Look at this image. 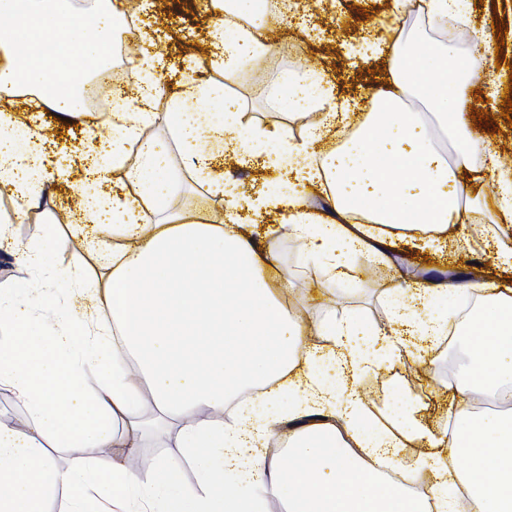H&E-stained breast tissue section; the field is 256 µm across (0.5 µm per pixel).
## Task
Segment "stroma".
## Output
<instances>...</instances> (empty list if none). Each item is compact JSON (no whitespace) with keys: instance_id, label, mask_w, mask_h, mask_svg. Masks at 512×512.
Masks as SVG:
<instances>
[{"instance_id":"obj_1","label":"stroma","mask_w":512,"mask_h":512,"mask_svg":"<svg viewBox=\"0 0 512 512\" xmlns=\"http://www.w3.org/2000/svg\"><path fill=\"white\" fill-rule=\"evenodd\" d=\"M209 0H137L135 15L139 21L152 22L169 37L168 71L165 84L176 92L184 75L194 73L195 60L206 54L209 44L201 27L207 16ZM302 12L278 20L271 36L281 45L282 53L266 68L264 80L248 78L228 83V90L241 98L243 110L251 119L279 124L287 120L269 98V90L285 70L321 69L336 77L341 96L362 101L365 92L375 86L384 71L385 55H375L369 62L353 58L351 48L360 33L377 30L380 20L389 14V0H302ZM466 6L476 25L490 28L492 46L500 47L502 78L496 93H488L484 84L470 90L479 120L473 121L472 133L478 149L490 151L503 169L512 168V122L506 117L503 99L512 100V0H467ZM16 111L29 124L46 132L45 148L49 154L80 155L90 143L91 134L106 137L110 128L103 126L102 115L107 104H100L81 116L67 118L43 108L33 98H18L12 102ZM151 134L171 148L173 199L185 205H203L210 197L205 186L194 182L178 150L171 147V136L165 125H156ZM71 185L60 186L55 197L42 200L34 214L33 224H17L13 234L19 241L31 240L40 226L51 225L57 231L58 246L53 265L68 269L86 256V246L79 225L72 221L67 209ZM459 229H452L448 239L421 235L391 243L393 262L386 275H379L367 253L351 255L342 278L332 291H325L328 279L325 267L308 256L298 241L281 234L275 221L257 225L253 236L258 244L275 242L278 263L294 283L293 307L315 317L329 316L339 320L356 318L379 328L392 323L390 300L396 290L428 281L430 276L446 280L453 276L466 282L478 283L474 293L453 298L455 311L481 309L488 286H512V263L506 262L499 250L475 246L462 249ZM377 362L360 381L363 401L378 424H385L389 402L394 390H401L413 402L416 422L420 428L445 427L453 404L456 382L463 378L470 364L469 346L462 336L450 342L434 341L420 349L421 366L387 362L384 349H376ZM147 467L166 460L182 476L187 487H194L191 466L174 446V435L162 431L144 438L138 450Z\"/></svg>"}]
</instances>
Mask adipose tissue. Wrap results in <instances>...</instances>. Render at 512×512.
<instances>
[{
    "instance_id": "obj_1",
    "label": "adipose tissue",
    "mask_w": 512,
    "mask_h": 512,
    "mask_svg": "<svg viewBox=\"0 0 512 512\" xmlns=\"http://www.w3.org/2000/svg\"><path fill=\"white\" fill-rule=\"evenodd\" d=\"M463 3L390 0L381 25L387 74L361 112L322 73L290 71L277 100L303 121L294 134L284 123L244 122L240 100L224 92L243 64L261 66L278 52L264 28L244 22L264 14L265 0H211L209 33L219 53L204 60L206 77L184 80L169 97L150 60L132 64L133 102L105 115L112 136L87 157L76 196L100 271L93 281L79 263L56 273L52 229L24 245L14 238V225L28 220L64 173L38 151L36 126L0 112V190L15 200L12 212L0 213V250L36 275L32 287L0 289V390L29 417L24 429L0 422V512H49L59 492L64 512H267L270 494L286 499L288 512H512V418L472 407L479 393L512 400V289L494 293L477 316L481 342L471 350L470 375L455 386L451 429L423 432L400 401L384 430L355 387L368 365L361 335L397 362L412 360L406 337L447 335L454 313L441 304L466 284L415 285L410 299L395 301L387 329L365 330L349 318L310 321L285 303L288 279H271L274 244L258 246L234 229L242 218L258 223L265 211H278L281 229L336 275L356 252L391 263L389 252L361 236L362 223L439 237L478 211L488 224L512 217V177L480 164L471 140L467 89L483 78L477 61L491 47ZM127 11L128 0H96L86 12L72 0H0V102L30 88L55 111L84 112L86 83L111 67L118 36L130 33L119 24ZM417 11L455 23L463 38L425 44L403 23ZM78 30L88 37L76 52ZM216 72L223 81L213 80ZM409 97L427 112L409 109ZM159 122L195 181L210 188L213 207L226 208V220L170 198L169 150L148 134ZM438 131L447 152L435 144ZM229 150L240 164L261 158L285 170L288 183L243 191L211 166ZM113 169L124 170L131 192L108 190ZM465 170L467 182L458 178ZM317 193L331 214L314 211ZM105 233L108 249L100 244ZM63 280L83 288V309L60 306ZM310 335L323 346L309 347ZM328 365L336 380L323 376ZM89 369L98 375L93 389L84 383ZM147 388L157 420L177 430L195 488L166 461L145 477L126 464L148 428ZM203 406L217 412L205 424L195 416ZM279 436L283 460L266 454ZM425 442L432 452L404 460L403 449ZM68 448H121L126 459L106 472L79 458L59 466L56 452ZM416 481L422 493L411 490Z\"/></svg>"
}]
</instances>
